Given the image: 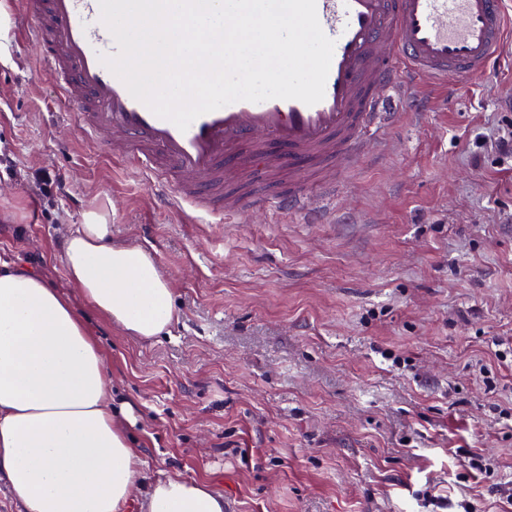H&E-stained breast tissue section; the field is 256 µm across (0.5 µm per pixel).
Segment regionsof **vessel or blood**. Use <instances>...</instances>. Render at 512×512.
I'll list each match as a JSON object with an SVG mask.
<instances>
[{
	"label": "vessel or blood",
	"instance_id": "1",
	"mask_svg": "<svg viewBox=\"0 0 512 512\" xmlns=\"http://www.w3.org/2000/svg\"><path fill=\"white\" fill-rule=\"evenodd\" d=\"M17 6L74 125L104 154L148 168L159 203L193 223L242 214L246 197L224 189L242 176L260 189L280 179V190L265 197L274 213L325 223L340 171L383 138L391 104L413 92L415 79L452 87L482 76L512 36L504 0H316L334 42L322 101H237L183 131L102 63L118 47L99 0Z\"/></svg>",
	"mask_w": 512,
	"mask_h": 512
}]
</instances>
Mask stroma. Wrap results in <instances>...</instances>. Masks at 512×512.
<instances>
[{
  "mask_svg": "<svg viewBox=\"0 0 512 512\" xmlns=\"http://www.w3.org/2000/svg\"><path fill=\"white\" fill-rule=\"evenodd\" d=\"M0 261L68 297L99 342L148 479L208 482L226 512H501L512 495V41L491 73L420 84L349 163L331 223L220 224L72 124L0 0ZM150 252L176 317L142 339L87 309L64 242L85 211Z\"/></svg>",
  "mask_w": 512,
  "mask_h": 512,
  "instance_id": "1",
  "label": "stroma"
}]
</instances>
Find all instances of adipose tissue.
Instances as JSON below:
<instances>
[{"mask_svg": "<svg viewBox=\"0 0 512 512\" xmlns=\"http://www.w3.org/2000/svg\"><path fill=\"white\" fill-rule=\"evenodd\" d=\"M68 279L87 307L130 335H160L175 316L169 280L139 247L112 241L95 211L64 245ZM0 483L20 512H224V496L178 476L146 481L112 409L110 371L70 301L0 262Z\"/></svg>", "mask_w": 512, "mask_h": 512, "instance_id": "adipose-tissue-1", "label": "adipose tissue"}]
</instances>
